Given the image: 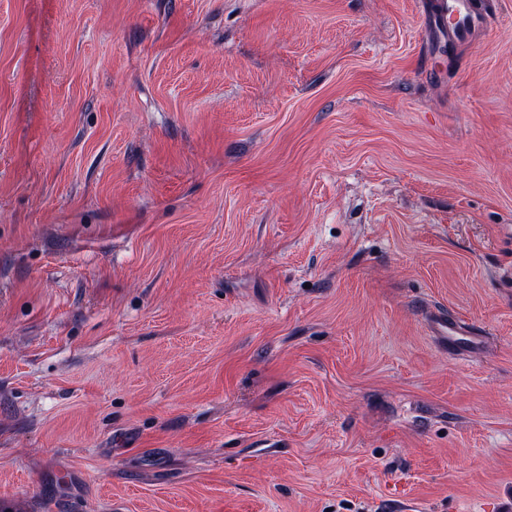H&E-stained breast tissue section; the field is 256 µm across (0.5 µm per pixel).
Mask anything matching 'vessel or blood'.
<instances>
[{
	"instance_id": "1",
	"label": "vessel or blood",
	"mask_w": 512,
	"mask_h": 512,
	"mask_svg": "<svg viewBox=\"0 0 512 512\" xmlns=\"http://www.w3.org/2000/svg\"><path fill=\"white\" fill-rule=\"evenodd\" d=\"M432 27L445 47L459 49L470 46L483 35L498 12V0H436ZM435 336L448 345L464 341L466 329L441 312L430 319Z\"/></svg>"
}]
</instances>
